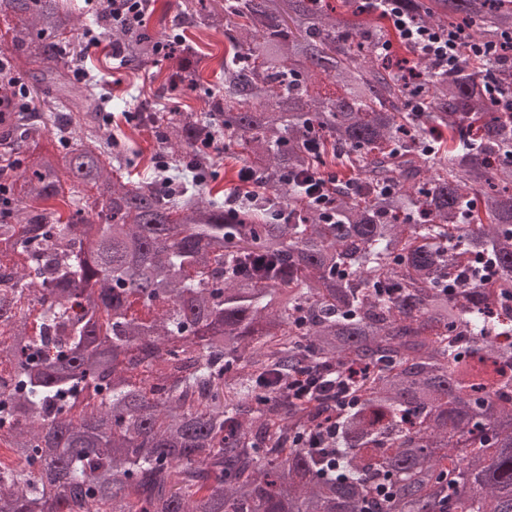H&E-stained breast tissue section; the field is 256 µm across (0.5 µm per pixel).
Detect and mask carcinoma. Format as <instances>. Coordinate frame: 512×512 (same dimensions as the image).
Segmentation results:
<instances>
[{
  "instance_id": "carcinoma-1",
  "label": "carcinoma",
  "mask_w": 512,
  "mask_h": 512,
  "mask_svg": "<svg viewBox=\"0 0 512 512\" xmlns=\"http://www.w3.org/2000/svg\"><path fill=\"white\" fill-rule=\"evenodd\" d=\"M401 8L463 32L455 70L406 46L421 74L406 83L379 12L354 31L314 0H181L179 24L227 37L224 83L199 113L142 108L168 171L132 182L65 35L108 28L132 71L157 40L112 21L111 0L91 17L0 0L16 19L0 134L22 154L0 167V443L23 461L0 470V512H512V381L481 363L512 335V112L487 92L512 101V62L467 48L512 30V0ZM199 61L180 49L167 86L196 85ZM24 64L62 152L37 150L44 122L8 99ZM218 132L273 197L229 209L197 182L162 189L188 163L210 174ZM323 172L338 173L330 223L292 182ZM315 365L365 370L355 408L289 399ZM332 426L333 453L293 444Z\"/></svg>"
}]
</instances>
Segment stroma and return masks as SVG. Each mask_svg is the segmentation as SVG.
<instances>
[{"label": "stroma", "mask_w": 512, "mask_h": 512, "mask_svg": "<svg viewBox=\"0 0 512 512\" xmlns=\"http://www.w3.org/2000/svg\"><path fill=\"white\" fill-rule=\"evenodd\" d=\"M90 33L98 38V46L89 48L85 58L69 57L68 66L74 76L87 73L96 79L103 110L112 116L111 129L120 132L121 142L127 151L129 174L132 179H141L146 162L157 150L156 139L151 132L131 129L126 113L138 111L141 101L152 96L157 97L159 109L163 112L188 108L202 110L207 92L219 84V61L229 43L221 34L188 31V41L197 44L204 55L201 63L203 82L173 93L163 89L161 80L153 78V70L134 73L120 65L112 56V38L107 31L97 27ZM90 33L80 28L72 33L71 39L82 44ZM215 156L216 167L207 184L218 192L230 191L239 183V170L244 164L242 149L235 144L220 143L216 146Z\"/></svg>", "instance_id": "obj_1"}]
</instances>
